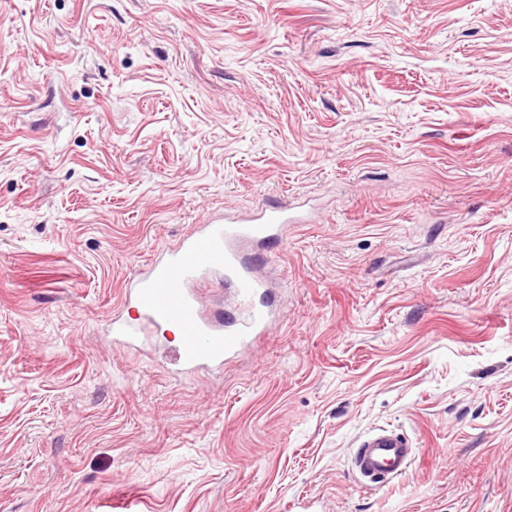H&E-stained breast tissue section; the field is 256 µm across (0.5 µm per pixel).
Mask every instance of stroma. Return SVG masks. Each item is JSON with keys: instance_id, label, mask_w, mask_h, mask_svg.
<instances>
[{"instance_id": "35a3bbf8", "label": "stroma", "mask_w": 512, "mask_h": 512, "mask_svg": "<svg viewBox=\"0 0 512 512\" xmlns=\"http://www.w3.org/2000/svg\"><path fill=\"white\" fill-rule=\"evenodd\" d=\"M264 199L254 347L113 343ZM0 512H512V0H0ZM413 455L414 448L403 434L379 429L358 443L351 456V468L361 481L381 487L403 475Z\"/></svg>"}]
</instances>
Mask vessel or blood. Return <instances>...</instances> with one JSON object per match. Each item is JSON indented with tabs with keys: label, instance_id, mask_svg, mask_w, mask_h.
<instances>
[{
	"label": "vessel or blood",
	"instance_id": "obj_1",
	"mask_svg": "<svg viewBox=\"0 0 512 512\" xmlns=\"http://www.w3.org/2000/svg\"><path fill=\"white\" fill-rule=\"evenodd\" d=\"M290 222L287 205L271 203L245 220L199 225L177 249L158 253L129 276L123 312L112 318L114 341L137 349L143 337L173 325L181 334L173 359L182 373L222 368L228 357L264 336L271 321L269 311L254 302L266 284L242 248L277 238ZM213 273L223 274L233 287L234 310L204 314L196 287ZM413 455L403 434L380 429L358 443L351 468L361 481L380 487L403 475Z\"/></svg>",
	"mask_w": 512,
	"mask_h": 512
}]
</instances>
